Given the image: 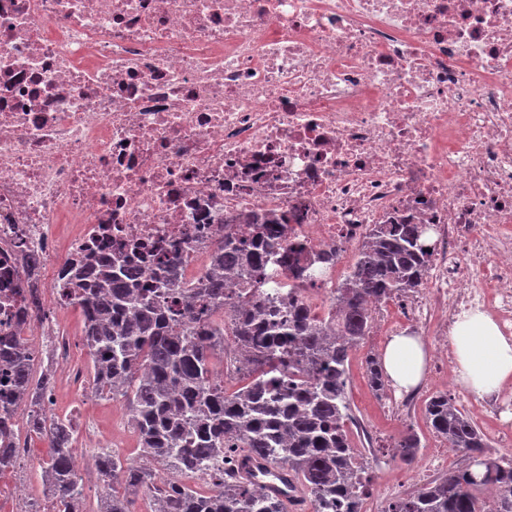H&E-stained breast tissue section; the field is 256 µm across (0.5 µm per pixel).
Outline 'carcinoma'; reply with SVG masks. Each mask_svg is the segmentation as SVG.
<instances>
[{"label": "carcinoma", "mask_w": 512, "mask_h": 512, "mask_svg": "<svg viewBox=\"0 0 512 512\" xmlns=\"http://www.w3.org/2000/svg\"><path fill=\"white\" fill-rule=\"evenodd\" d=\"M256 241L224 239L213 266L199 285L176 290V253L157 258L152 278L141 277L143 255L119 253L99 267L70 263L65 269L63 303L80 308L85 345L97 389L128 403L129 423L142 448L143 464H127L114 452L96 456L98 467L112 473V491L100 512H131V497L144 491L151 512H287L286 502L238 479L207 491L196 475L219 473L229 449L284 466L301 486L313 512H349L371 495L370 463L360 458L346 428L350 420L346 390L351 353L372 328L371 300L420 287L431 245L419 224H379L358 252L351 273L336 288V305L316 317L302 303L277 316L281 289L268 291L276 264L303 278L309 268L302 247L280 249L273 228L258 227ZM246 286L231 294L228 276ZM229 336L237 373L247 382L224 392L213 372L216 349ZM12 374L3 388L16 405L29 404L30 431L44 436L49 454L42 466L53 512H84L69 448L70 421L47 416L42 398L50 390L46 375L35 380L26 342L11 347ZM371 387H384L378 358L366 361ZM431 431L446 439L481 467L453 470L428 486L398 498L383 512H512V457L493 455L480 429L446 394L427 404ZM14 434L0 433V473L16 458ZM422 448L418 434H406L395 455L407 466ZM159 466L179 478V485L152 481ZM499 491L489 504L480 491Z\"/></svg>", "instance_id": "carcinoma-1"}]
</instances>
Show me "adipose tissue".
Listing matches in <instances>:
<instances>
[{"label": "adipose tissue", "instance_id": "1", "mask_svg": "<svg viewBox=\"0 0 512 512\" xmlns=\"http://www.w3.org/2000/svg\"><path fill=\"white\" fill-rule=\"evenodd\" d=\"M452 344L459 384L476 395H483L512 382V338L504 336L487 313L462 314L454 325ZM427 351L417 336L396 335L386 344L384 370L399 390L418 385Z\"/></svg>", "mask_w": 512, "mask_h": 512}]
</instances>
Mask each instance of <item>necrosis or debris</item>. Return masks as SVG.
I'll list each match as a JSON object with an SVG mask.
<instances>
[{"instance_id": "obj_1", "label": "necrosis or debris", "mask_w": 512, "mask_h": 512, "mask_svg": "<svg viewBox=\"0 0 512 512\" xmlns=\"http://www.w3.org/2000/svg\"><path fill=\"white\" fill-rule=\"evenodd\" d=\"M258 224L334 250L292 293L318 315L374 225H426L391 304L437 373L462 312L511 333L512 0H0V340L39 330L81 383L55 308L28 307L65 262L173 247L195 283ZM510 411L470 409L501 454Z\"/></svg>"}]
</instances>
